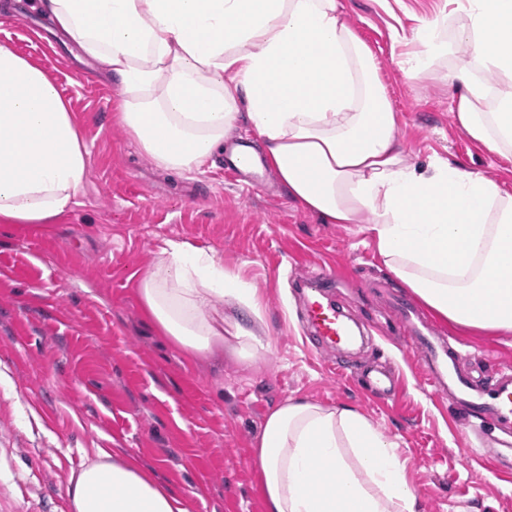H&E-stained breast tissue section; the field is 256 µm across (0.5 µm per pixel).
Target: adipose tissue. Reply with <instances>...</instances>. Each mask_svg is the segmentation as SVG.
<instances>
[{
    "mask_svg": "<svg viewBox=\"0 0 512 512\" xmlns=\"http://www.w3.org/2000/svg\"><path fill=\"white\" fill-rule=\"evenodd\" d=\"M416 29L415 81L449 61L455 122L512 156V0H445ZM121 85L115 119L156 168L190 173L245 124L289 197L325 224H366L385 267L436 317L512 333V192L439 157L410 163L372 51L340 0H32ZM466 63H454L458 52ZM87 145L56 83L0 45V224H51L88 178ZM243 311L225 320L215 298ZM181 354L267 345L262 306L217 254L165 242L139 283ZM267 512H418L407 466L350 408L288 399L256 442ZM72 512H188L134 461L96 449L71 471Z\"/></svg>",
    "mask_w": 512,
    "mask_h": 512,
    "instance_id": "1",
    "label": "adipose tissue"
}]
</instances>
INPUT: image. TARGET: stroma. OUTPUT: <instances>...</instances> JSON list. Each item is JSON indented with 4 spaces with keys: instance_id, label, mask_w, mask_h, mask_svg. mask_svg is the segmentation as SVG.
I'll return each mask as SVG.
<instances>
[{
    "instance_id": "stroma-1",
    "label": "stroma",
    "mask_w": 512,
    "mask_h": 512,
    "mask_svg": "<svg viewBox=\"0 0 512 512\" xmlns=\"http://www.w3.org/2000/svg\"><path fill=\"white\" fill-rule=\"evenodd\" d=\"M375 54L409 160L448 159L512 192V161L456 125L447 63L417 81L401 70L406 42L443 0H341ZM27 9L0 19V45L57 83L89 149L87 185L54 224H0V512H70L66 480L94 449L139 459L190 512H265L255 442L287 399L354 409L405 460L420 512H512V472L470 438L447 399L421 387L405 340L383 327L408 288L379 258L366 225L325 224L277 178L253 190L203 171L155 168L112 118L113 80L59 48ZM218 253L262 301L269 348L253 362L227 350L183 358L144 319L137 286L165 241ZM350 267L333 293L364 326L382 330L360 366L390 360L398 375L380 403L337 377L306 338L298 286L310 268ZM470 363L512 365V334L457 333Z\"/></svg>"
}]
</instances>
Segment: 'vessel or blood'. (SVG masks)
<instances>
[{
  "mask_svg": "<svg viewBox=\"0 0 512 512\" xmlns=\"http://www.w3.org/2000/svg\"><path fill=\"white\" fill-rule=\"evenodd\" d=\"M339 271L329 267L319 276L306 280L305 322L317 348L333 362L336 373L346 379L351 367L340 352L356 343L358 336L343 312L329 298ZM394 312L403 333L414 349L424 377L432 393L446 395L461 427H473L476 422L489 421L494 435H479L480 448L486 450L491 462L512 466V367L494 368L490 378L477 382L458 367V347L437 336L425 319L406 299L393 302Z\"/></svg>",
  "mask_w": 512,
  "mask_h": 512,
  "instance_id": "b4317fda",
  "label": "vessel or blood"
}]
</instances>
